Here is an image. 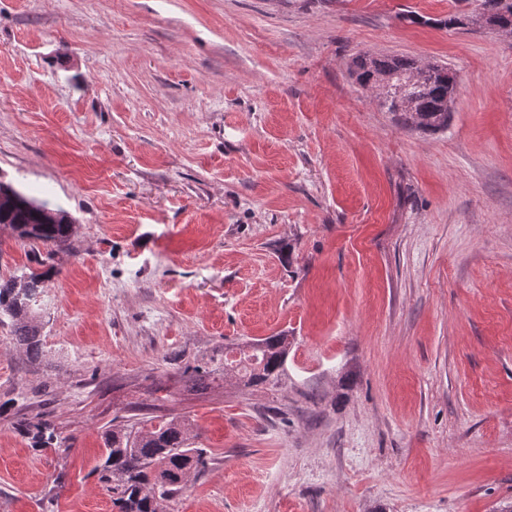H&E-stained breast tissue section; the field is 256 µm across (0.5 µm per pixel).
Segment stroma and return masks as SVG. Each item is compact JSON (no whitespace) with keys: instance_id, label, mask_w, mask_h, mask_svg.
Wrapping results in <instances>:
<instances>
[{"instance_id":"stroma-1","label":"stroma","mask_w":512,"mask_h":512,"mask_svg":"<svg viewBox=\"0 0 512 512\" xmlns=\"http://www.w3.org/2000/svg\"><path fill=\"white\" fill-rule=\"evenodd\" d=\"M473 7L0 0V178L74 219L41 356L0 324V512H114L104 435L158 416L207 452L165 512L512 505V36L410 20ZM363 53L455 69L447 129ZM280 333L274 389L189 372ZM18 429L31 440L32 448L35 450L49 448L51 445H58L61 442V439L58 442L59 436L55 428L46 421L21 420L18 423Z\"/></svg>"}]
</instances>
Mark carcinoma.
Segmentation results:
<instances>
[{
    "label": "carcinoma",
    "mask_w": 512,
    "mask_h": 512,
    "mask_svg": "<svg viewBox=\"0 0 512 512\" xmlns=\"http://www.w3.org/2000/svg\"><path fill=\"white\" fill-rule=\"evenodd\" d=\"M512 0H477L478 10L489 25L512 27ZM353 73L362 87L385 80L389 89L378 103L398 116L402 124L425 132L448 128L451 113L442 111L448 97L456 94L457 72L443 65L420 71L419 63L404 56L363 55L353 62ZM420 73L417 85L409 84ZM0 224L32 226L33 257L21 275L0 281V317L8 319L15 343L30 357L42 353V324L37 314L41 284L56 272L48 263L54 249L70 244L71 215L53 208L0 180ZM47 248L46 254L38 251ZM288 337L268 336L236 347H224V376L237 377L252 387L276 385L285 372ZM19 431L32 448L42 450L58 444L59 436L48 422L22 420ZM205 463L203 449L191 447L186 424L162 420L147 431L135 426L114 428L105 434V448L92 474L112 494L117 512H163V504L181 490L182 480Z\"/></svg>",
    "instance_id": "carcinoma-1"
}]
</instances>
